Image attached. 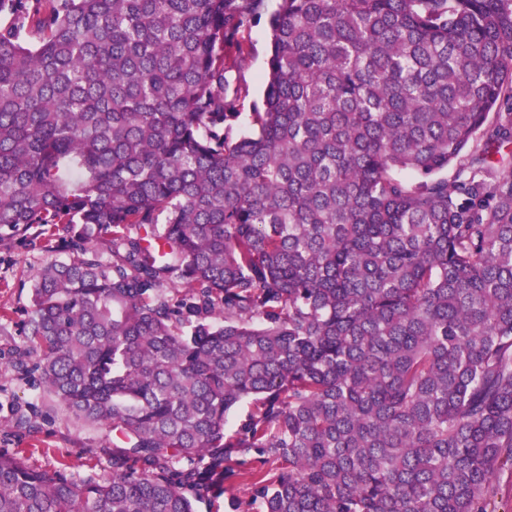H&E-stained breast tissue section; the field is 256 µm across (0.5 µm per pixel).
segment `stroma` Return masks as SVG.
<instances>
[{"mask_svg": "<svg viewBox=\"0 0 512 512\" xmlns=\"http://www.w3.org/2000/svg\"><path fill=\"white\" fill-rule=\"evenodd\" d=\"M253 53L239 80L248 101L261 100L264 91L269 32L265 26L251 31ZM58 255L30 251L17 241H0V448L23 449L28 463L41 469L67 465L77 478L111 474L112 456L100 448L96 432L75 421L42 389L38 376L18 378L13 368V350L23 338L19 323L31 305V286L36 273ZM36 404L40 428L30 437L15 431V409Z\"/></svg>", "mask_w": 512, "mask_h": 512, "instance_id": "stroma-1", "label": "stroma"}]
</instances>
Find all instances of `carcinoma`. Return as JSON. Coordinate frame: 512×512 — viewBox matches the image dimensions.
I'll use <instances>...</instances> for the list:
<instances>
[{
    "instance_id": "cac0c4a2",
    "label": "carcinoma",
    "mask_w": 512,
    "mask_h": 512,
    "mask_svg": "<svg viewBox=\"0 0 512 512\" xmlns=\"http://www.w3.org/2000/svg\"><path fill=\"white\" fill-rule=\"evenodd\" d=\"M265 2L0 0V231L69 255L14 366L112 436L0 512H495L512 0ZM253 53L250 62L244 66L239 75V80L248 91L241 112L242 122H246L247 115L251 112V105L254 101H260L263 97L264 79L266 73V61L269 50V32L261 23L251 31Z\"/></svg>"
}]
</instances>
